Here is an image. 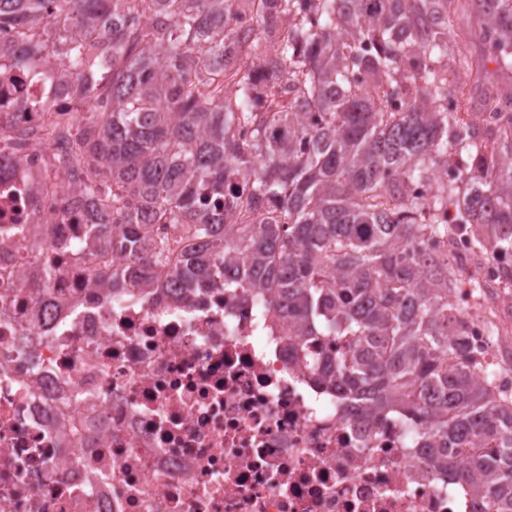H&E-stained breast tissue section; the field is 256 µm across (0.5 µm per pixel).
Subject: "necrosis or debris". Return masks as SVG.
Listing matches in <instances>:
<instances>
[{
  "mask_svg": "<svg viewBox=\"0 0 512 512\" xmlns=\"http://www.w3.org/2000/svg\"><path fill=\"white\" fill-rule=\"evenodd\" d=\"M16 44L0 29V512H479L413 447L428 424L360 418L310 367L334 342L289 347L259 287L93 285L126 259L88 244L72 173L107 180L47 136L87 110L82 79L43 46L15 65ZM448 252L499 311L490 328L457 293L455 322L488 361L511 356L512 290L466 234Z\"/></svg>",
  "mask_w": 512,
  "mask_h": 512,
  "instance_id": "4bbe7bcc",
  "label": "necrosis or debris"
}]
</instances>
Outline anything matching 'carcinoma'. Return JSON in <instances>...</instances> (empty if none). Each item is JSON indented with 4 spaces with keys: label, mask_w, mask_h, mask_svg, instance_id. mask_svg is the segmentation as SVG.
<instances>
[{
    "label": "carcinoma",
    "mask_w": 512,
    "mask_h": 512,
    "mask_svg": "<svg viewBox=\"0 0 512 512\" xmlns=\"http://www.w3.org/2000/svg\"><path fill=\"white\" fill-rule=\"evenodd\" d=\"M56 11L52 26L45 17ZM475 28L448 56L449 15ZM25 43L40 32L61 65L106 84L109 109L54 128L57 142L105 168L112 193L89 228L126 254L95 273L132 288L245 282L288 318L289 340H341L316 361L323 383L431 425L418 444L512 512V392L474 377L465 333L448 340V253L458 229L495 255L512 288V132L448 112L444 61L477 71L479 108L512 116V0H0V26ZM495 65L488 71L487 64ZM416 68L398 112L394 90ZM456 182L422 200L408 183L451 161ZM191 224L198 245L170 264L144 234L151 220Z\"/></svg>",
    "instance_id": "carcinoma-1"
}]
</instances>
